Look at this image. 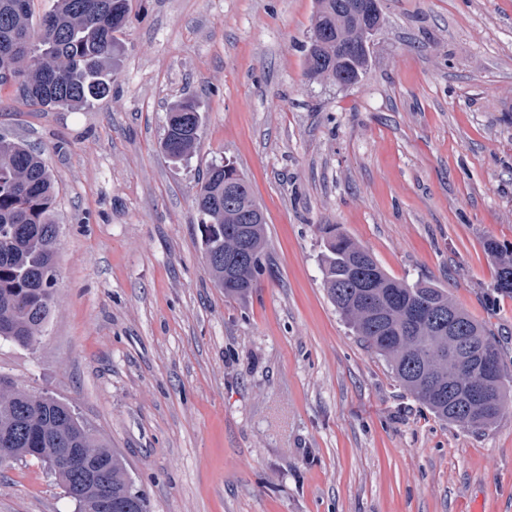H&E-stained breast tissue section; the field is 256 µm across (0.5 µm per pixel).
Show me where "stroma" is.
Returning a JSON list of instances; mask_svg holds the SVG:
<instances>
[{
    "label": "stroma",
    "instance_id": "35a3bbf8",
    "mask_svg": "<svg viewBox=\"0 0 512 512\" xmlns=\"http://www.w3.org/2000/svg\"><path fill=\"white\" fill-rule=\"evenodd\" d=\"M365 77L305 74L316 0H130L112 93L81 110L0 91V136L58 190L59 284L0 378L74 406L149 512H512V409L438 420L330 302L322 225L484 322L512 378V0H380ZM204 115L190 160L166 113ZM234 161L266 218L258 286L203 262L198 182ZM0 512H75L41 463L0 469ZM203 115L193 97H184L174 103L167 112L161 151L170 161H187L200 137ZM487 250L495 259L498 268L494 290L512 296V251L500 248L494 241L487 243Z\"/></svg>",
    "mask_w": 512,
    "mask_h": 512
}]
</instances>
